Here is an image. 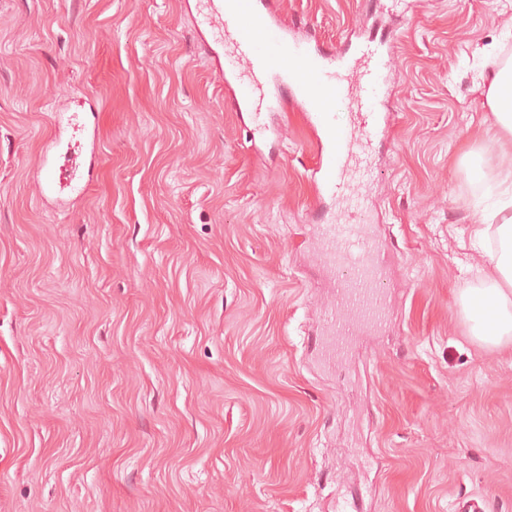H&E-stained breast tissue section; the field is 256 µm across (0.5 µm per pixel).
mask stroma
<instances>
[{
	"instance_id": "35a3bbf8",
	"label": "stroma",
	"mask_w": 512,
	"mask_h": 512,
	"mask_svg": "<svg viewBox=\"0 0 512 512\" xmlns=\"http://www.w3.org/2000/svg\"><path fill=\"white\" fill-rule=\"evenodd\" d=\"M278 9L392 47L345 198L303 113L230 110L184 0H0V512H512V349L461 305L512 0ZM45 152L75 187L42 193ZM356 206L386 317L326 365L315 232Z\"/></svg>"
}]
</instances>
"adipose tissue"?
<instances>
[{
	"label": "adipose tissue",
	"instance_id": "adipose-tissue-1",
	"mask_svg": "<svg viewBox=\"0 0 512 512\" xmlns=\"http://www.w3.org/2000/svg\"><path fill=\"white\" fill-rule=\"evenodd\" d=\"M487 104L505 140L497 151H512V65L491 70ZM501 190L493 206L482 212L473 234H495L498 247L488 255L489 270L482 287L462 296L469 336L477 344L497 349L512 345V164L500 172Z\"/></svg>",
	"mask_w": 512,
	"mask_h": 512
}]
</instances>
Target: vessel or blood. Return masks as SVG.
Listing matches in <instances>:
<instances>
[{
  "label": "vessel or blood",
  "mask_w": 512,
  "mask_h": 512,
  "mask_svg": "<svg viewBox=\"0 0 512 512\" xmlns=\"http://www.w3.org/2000/svg\"><path fill=\"white\" fill-rule=\"evenodd\" d=\"M196 8L214 57L229 60L221 76L234 111L258 116L293 101L321 133L324 189L343 193L349 171L362 165L371 146L374 88L390 69L389 54L370 52L351 61L314 45L299 28L281 22L276 0H198ZM339 103L351 112L353 129L338 127L334 107ZM320 234L342 308L377 322L382 274L372 237L359 224H324Z\"/></svg>",
  "instance_id": "1"
}]
</instances>
